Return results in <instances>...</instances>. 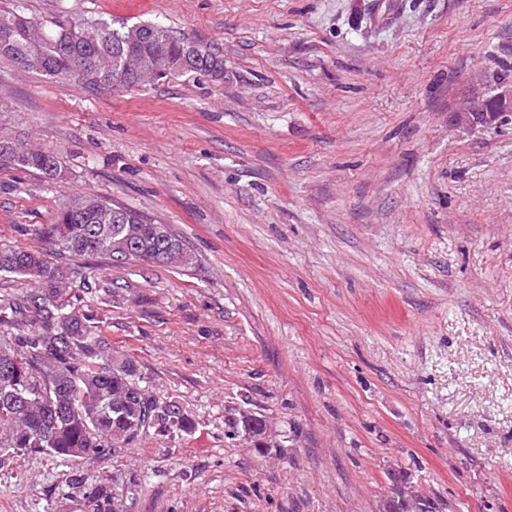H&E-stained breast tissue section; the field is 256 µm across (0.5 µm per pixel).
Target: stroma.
<instances>
[{
    "label": "stroma",
    "instance_id": "stroma-1",
    "mask_svg": "<svg viewBox=\"0 0 512 512\" xmlns=\"http://www.w3.org/2000/svg\"><path fill=\"white\" fill-rule=\"evenodd\" d=\"M43 24L155 22L224 57L126 92L0 62V129L62 177L0 165V244L48 249L91 192L182 237L191 268L63 256L74 301L196 429L71 462L0 458V512H512V0H0ZM263 415L264 453L234 434Z\"/></svg>",
    "mask_w": 512,
    "mask_h": 512
}]
</instances>
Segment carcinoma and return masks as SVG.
Segmentation results:
<instances>
[{"instance_id":"1","label":"carcinoma","mask_w":512,"mask_h":512,"mask_svg":"<svg viewBox=\"0 0 512 512\" xmlns=\"http://www.w3.org/2000/svg\"><path fill=\"white\" fill-rule=\"evenodd\" d=\"M2 28L9 39L0 44V59L61 84L73 80L92 89L127 91L191 73L224 79L223 56L152 22L116 27L102 17L83 16L57 22L47 34L43 24L14 12L0 17ZM142 57L155 67L137 69ZM0 164L36 172L46 182L63 173L56 153L10 134H0ZM157 228L139 211L84 193L40 233L61 256L191 267L194 257L185 241L170 230L160 240ZM53 255L0 245V275L34 285L22 296L0 300V311L12 315L11 331L0 335V457L44 450L78 461L136 444L151 430L192 431L195 423L181 404L160 401L138 384L129 358L97 351L91 317L68 295L74 270ZM239 426L249 429L253 447L266 445L262 416L243 412L234 423ZM89 499L93 512H110L106 485L94 486Z\"/></svg>"}]
</instances>
